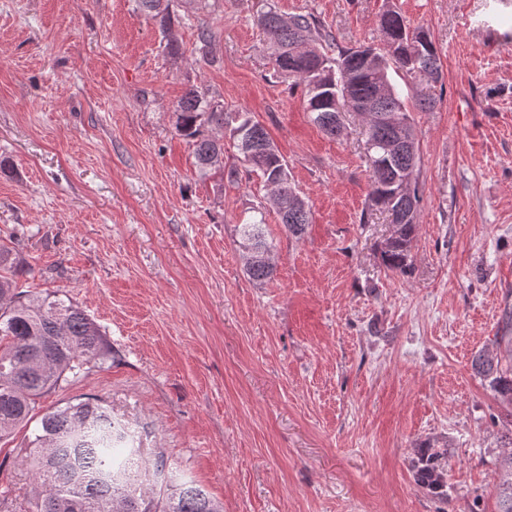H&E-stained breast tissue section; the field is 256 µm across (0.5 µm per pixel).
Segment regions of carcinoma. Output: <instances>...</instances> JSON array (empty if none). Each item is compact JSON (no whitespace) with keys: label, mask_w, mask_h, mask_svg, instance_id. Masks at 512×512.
<instances>
[{"label":"carcinoma","mask_w":512,"mask_h":512,"mask_svg":"<svg viewBox=\"0 0 512 512\" xmlns=\"http://www.w3.org/2000/svg\"><path fill=\"white\" fill-rule=\"evenodd\" d=\"M138 9L155 22L166 37L168 54L176 59L179 45L169 37L183 16L174 11L175 0H136ZM266 35L275 74L303 88L305 109L326 135L342 129L345 113L359 116L372 171L368 211L400 213L393 186L406 181L410 211L419 202L417 183L418 140L409 125L410 142L404 153L387 157L384 147L399 130L389 123L391 114L410 119L405 100L391 82L390 72L402 73L422 84L442 77L440 57L430 36L413 29L395 9L379 20L380 45L342 47L336 36L312 13L283 18L269 9L258 14ZM214 33L196 26L198 52L215 62ZM175 128L193 148L195 167L202 178L234 180L237 169H224L216 157L224 144L209 132L214 126L229 131L238 160L265 183L284 185L285 198L275 206L289 235L299 237L311 224L305 201L294 191L288 164L265 128L246 112H226L224 106L196 88L187 90L175 107ZM264 219L252 215L238 225L239 246L247 253L245 271L256 282L270 280L274 264L263 231ZM416 219L394 224L381 252L383 265L392 272L409 269L410 247ZM20 262L13 249L0 243V442L17 429L38 419L31 442L35 448L36 490L31 512H224L201 487L178 483L167 470L160 448L143 447L127 423L100 400L68 403L42 411L48 392L80 379L90 363H104L111 351L101 327L78 305L58 295L25 294L17 290ZM506 354L480 351L472 359L474 371L498 396L512 401V307L501 318ZM446 452L426 451L413 465L416 484L438 499L448 498ZM498 512H512V455L501 461Z\"/></svg>","instance_id":"carcinoma-1"}]
</instances>
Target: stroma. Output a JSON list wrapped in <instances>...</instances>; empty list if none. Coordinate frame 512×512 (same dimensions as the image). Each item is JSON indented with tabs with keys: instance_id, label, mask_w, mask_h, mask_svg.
Returning <instances> with one entry per match:
<instances>
[{
	"instance_id": "obj_1",
	"label": "stroma",
	"mask_w": 512,
	"mask_h": 512,
	"mask_svg": "<svg viewBox=\"0 0 512 512\" xmlns=\"http://www.w3.org/2000/svg\"><path fill=\"white\" fill-rule=\"evenodd\" d=\"M269 5L346 47L393 7L435 43L433 110L397 82L420 156L408 274L380 259L389 214L360 221V119L312 124L267 57ZM173 37L176 59L135 0H0V241L19 288L68 297L112 351L44 408L105 401L224 512H497L512 403L471 362L512 303V0H194ZM193 86L266 129L311 210L298 239L267 210L266 283L237 226L268 189L197 176L173 113ZM28 436L0 443V512H30ZM424 448L448 452L445 500L414 482Z\"/></svg>"
}]
</instances>
